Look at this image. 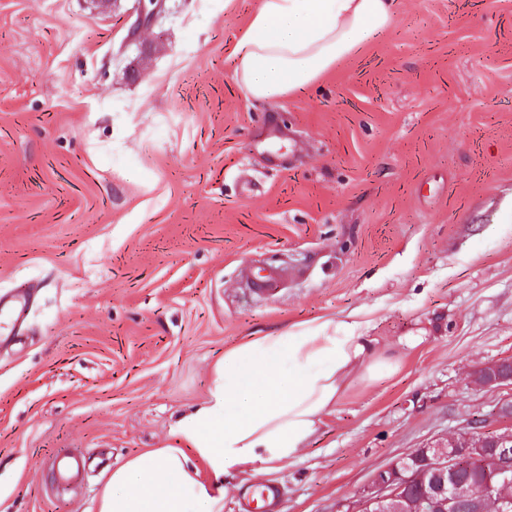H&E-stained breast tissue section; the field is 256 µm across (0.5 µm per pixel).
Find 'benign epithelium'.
<instances>
[{"mask_svg":"<svg viewBox=\"0 0 512 512\" xmlns=\"http://www.w3.org/2000/svg\"><path fill=\"white\" fill-rule=\"evenodd\" d=\"M156 9L140 7L129 37L151 23ZM475 378L496 388L512 384V364L500 361L475 370ZM464 461L485 465L492 470L479 477L480 488L471 499L473 512H512V431L491 435L470 426L446 439L417 448L376 473L364 490L353 512H383L389 503H398L409 512H455L468 482L461 476Z\"/></svg>","mask_w":512,"mask_h":512,"instance_id":"obj_1","label":"benign epithelium"}]
</instances>
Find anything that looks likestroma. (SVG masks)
<instances>
[{
    "label": "stroma",
    "instance_id": "35a3bbf8",
    "mask_svg": "<svg viewBox=\"0 0 512 512\" xmlns=\"http://www.w3.org/2000/svg\"><path fill=\"white\" fill-rule=\"evenodd\" d=\"M261 0H0V512H92L112 469L174 443L243 341L356 320L386 365L306 448L224 490L355 506L397 457L494 416L512 386V0H397L306 92L247 97ZM272 270V293L251 277ZM5 306L7 307V312L4 309ZM27 307L28 299L26 296L11 295L6 301L0 298V312L3 311L10 318L14 327L22 324L24 321ZM475 378L485 387L496 388L502 385L512 384L511 363L500 361L483 365L475 370Z\"/></svg>",
    "mask_w": 512,
    "mask_h": 512
}]
</instances>
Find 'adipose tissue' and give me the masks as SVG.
<instances>
[{"label": "adipose tissue", "instance_id": "ef3b65f1", "mask_svg": "<svg viewBox=\"0 0 512 512\" xmlns=\"http://www.w3.org/2000/svg\"><path fill=\"white\" fill-rule=\"evenodd\" d=\"M395 15L396 0H261L237 47L238 80L258 101L305 91ZM376 365L357 321L238 345L217 364L207 403L177 420L175 446L115 468L95 512H223L225 478L295 458L349 376Z\"/></svg>", "mask_w": 512, "mask_h": 512}]
</instances>
